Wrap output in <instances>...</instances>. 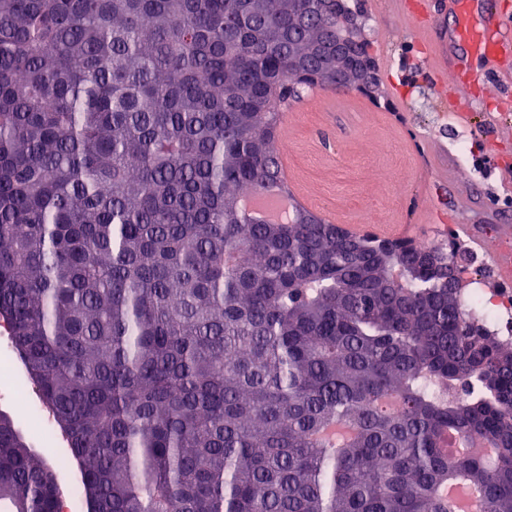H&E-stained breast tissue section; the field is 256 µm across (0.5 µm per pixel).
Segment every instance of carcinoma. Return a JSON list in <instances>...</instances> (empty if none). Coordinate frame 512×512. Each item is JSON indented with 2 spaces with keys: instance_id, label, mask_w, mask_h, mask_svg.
Wrapping results in <instances>:
<instances>
[{
  "instance_id": "obj_1",
  "label": "carcinoma",
  "mask_w": 512,
  "mask_h": 512,
  "mask_svg": "<svg viewBox=\"0 0 512 512\" xmlns=\"http://www.w3.org/2000/svg\"><path fill=\"white\" fill-rule=\"evenodd\" d=\"M335 14L0 0V324L92 512H450L458 478L512 512V346L464 318L465 268L240 208L287 190L276 102L323 88ZM59 499L0 411V512Z\"/></svg>"
}]
</instances>
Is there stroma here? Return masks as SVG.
Returning a JSON list of instances; mask_svg holds the SVG:
<instances>
[{"label": "stroma", "instance_id": "obj_1", "mask_svg": "<svg viewBox=\"0 0 512 512\" xmlns=\"http://www.w3.org/2000/svg\"><path fill=\"white\" fill-rule=\"evenodd\" d=\"M358 5L379 67L378 97L350 89L325 99L313 89L288 103V125L277 139L286 145L289 182L308 210L332 224L350 227L370 219L403 226V239L433 241L449 225L470 224L475 236L453 234L458 255L480 252V235L512 248V138L498 137L482 122L497 110L500 96L512 95V84L497 78L501 64H512V50L473 59V124L463 128L436 93L428 67L431 44L416 30L420 24L450 28L454 18L436 10L417 23L392 0L380 12L374 0ZM440 141L448 149V178L441 184L433 174ZM0 410L13 416L49 465L67 455L64 440L40 436L25 405L0 394Z\"/></svg>", "mask_w": 512, "mask_h": 512}]
</instances>
